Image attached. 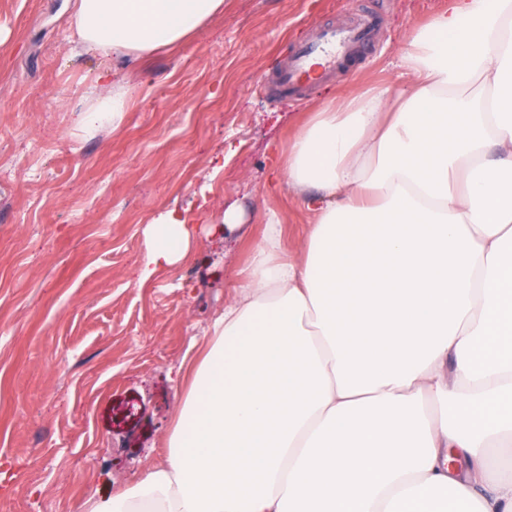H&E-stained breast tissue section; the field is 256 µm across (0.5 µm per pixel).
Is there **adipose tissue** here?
Instances as JSON below:
<instances>
[{
    "label": "adipose tissue",
    "mask_w": 512,
    "mask_h": 512,
    "mask_svg": "<svg viewBox=\"0 0 512 512\" xmlns=\"http://www.w3.org/2000/svg\"><path fill=\"white\" fill-rule=\"evenodd\" d=\"M224 0H77L116 58L175 47ZM370 85L298 126L283 169L317 190L304 261L270 218L190 370L166 463L87 512H512V0H443ZM125 87L74 115L119 126ZM138 280L194 226L145 231Z\"/></svg>",
    "instance_id": "ef3b65f1"
}]
</instances>
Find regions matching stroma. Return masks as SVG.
<instances>
[{
	"label": "stroma",
	"mask_w": 512,
	"mask_h": 512,
	"mask_svg": "<svg viewBox=\"0 0 512 512\" xmlns=\"http://www.w3.org/2000/svg\"><path fill=\"white\" fill-rule=\"evenodd\" d=\"M439 0H224L182 45L112 60L73 35L75 0H0V512H86L159 464L214 319L249 272L269 216L304 257L312 211L268 184L313 107L397 81L410 30ZM371 17V49L303 96L269 84L312 25ZM120 71L119 128L86 136L74 111ZM232 138L236 153L211 160ZM245 221L216 231L224 209ZM177 210L193 250L139 284L143 230Z\"/></svg>",
	"instance_id": "obj_1"
}]
</instances>
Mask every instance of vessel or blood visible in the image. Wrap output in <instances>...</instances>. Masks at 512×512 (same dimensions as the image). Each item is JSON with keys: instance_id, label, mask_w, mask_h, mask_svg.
<instances>
[{"instance_id": "obj_1", "label": "vessel or blood", "mask_w": 512, "mask_h": 512, "mask_svg": "<svg viewBox=\"0 0 512 512\" xmlns=\"http://www.w3.org/2000/svg\"><path fill=\"white\" fill-rule=\"evenodd\" d=\"M373 31L370 20L354 27L318 28L307 43L296 48L288 68L279 74L276 93L299 96L312 82L346 68L354 54L370 42Z\"/></svg>"}]
</instances>
